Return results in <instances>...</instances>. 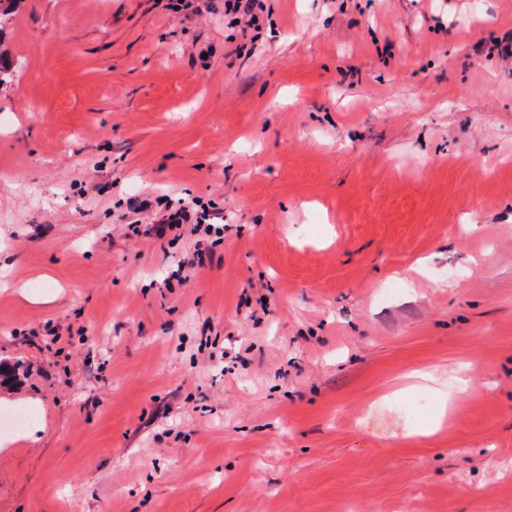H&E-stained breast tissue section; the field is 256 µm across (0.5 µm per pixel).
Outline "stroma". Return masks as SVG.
Wrapping results in <instances>:
<instances>
[{
	"instance_id": "35a3bbf8",
	"label": "stroma",
	"mask_w": 512,
	"mask_h": 512,
	"mask_svg": "<svg viewBox=\"0 0 512 512\" xmlns=\"http://www.w3.org/2000/svg\"><path fill=\"white\" fill-rule=\"evenodd\" d=\"M167 2L0 18V512H512V0ZM256 0H225L224 10L229 14L234 15V23H244L245 26L250 27L254 25L257 18L254 14Z\"/></svg>"
}]
</instances>
